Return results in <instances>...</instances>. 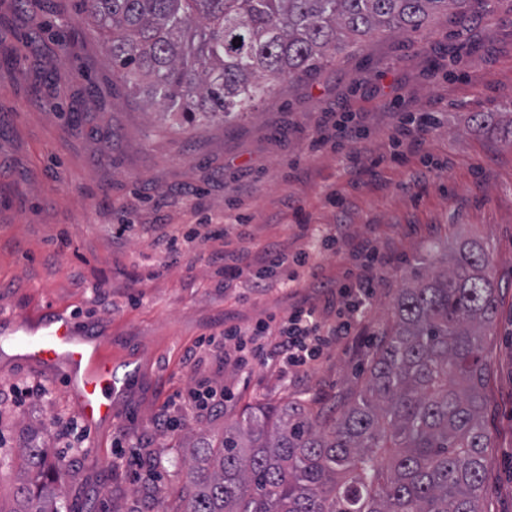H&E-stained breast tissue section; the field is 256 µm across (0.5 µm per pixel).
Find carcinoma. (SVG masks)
I'll return each mask as SVG.
<instances>
[{
	"label": "carcinoma",
	"mask_w": 512,
	"mask_h": 512,
	"mask_svg": "<svg viewBox=\"0 0 512 512\" xmlns=\"http://www.w3.org/2000/svg\"><path fill=\"white\" fill-rule=\"evenodd\" d=\"M470 0H80L112 77L192 126L255 111L336 51L418 31ZM474 120L512 128L511 112ZM498 285L486 249L400 292L364 388L339 412L319 401L259 404L242 424L189 448L180 508L145 512H484L492 442L483 414L485 336ZM9 512H58L62 463L24 443Z\"/></svg>",
	"instance_id": "carcinoma-1"
}]
</instances>
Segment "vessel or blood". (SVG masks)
<instances>
[{
    "label": "vessel or blood",
    "instance_id": "vessel-or-blood-1",
    "mask_svg": "<svg viewBox=\"0 0 512 512\" xmlns=\"http://www.w3.org/2000/svg\"><path fill=\"white\" fill-rule=\"evenodd\" d=\"M0 337L10 340L18 360L63 372L72 404L86 425L114 420L115 398L125 383L101 358V338L94 329L79 325L73 315L49 311L36 322L1 317Z\"/></svg>",
    "mask_w": 512,
    "mask_h": 512
}]
</instances>
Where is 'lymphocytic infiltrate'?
<instances>
[{"label":"lymphocytic infiltrate","instance_id":"obj_1","mask_svg":"<svg viewBox=\"0 0 512 512\" xmlns=\"http://www.w3.org/2000/svg\"><path fill=\"white\" fill-rule=\"evenodd\" d=\"M392 108L400 113L390 135L394 146L401 152L415 149L426 132V120L408 109L404 100H394ZM361 137V127L349 118L336 122L331 128L316 130L310 147L317 150L329 144L340 149L341 162L350 171L359 163L352 145ZM359 253L363 259L361 273L336 288V299L346 310L344 318L330 324L315 308L299 306L280 320L268 317L246 328L227 326L223 351L219 355L223 367L241 371L256 361L270 362L278 366L285 377L293 370L310 367L337 337L348 335L349 316L365 313L375 292L371 272L381 264L382 258L366 243L360 245ZM223 261L225 287L243 282L258 290L282 279L297 281L301 269L309 264V255L304 251L289 255L274 247L254 253L241 247L225 250Z\"/></svg>","mask_w":512,"mask_h":512}]
</instances>
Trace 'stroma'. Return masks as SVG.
<instances>
[{"label":"stroma","mask_w":512,"mask_h":512,"mask_svg":"<svg viewBox=\"0 0 512 512\" xmlns=\"http://www.w3.org/2000/svg\"><path fill=\"white\" fill-rule=\"evenodd\" d=\"M472 16H440L417 32L376 36L338 53L315 76L284 86L252 115L182 132L112 79L105 48L78 0H0V309L27 320L46 309L95 326L101 355L131 383L115 426L69 431L77 413L65 384L15 362L0 341V507L10 508L17 450L36 435L65 471L59 512H141L142 489L179 488L184 427L223 431L245 405L358 392L369 355L402 288L463 239L480 241L499 287L485 346L492 378L484 423L493 446L486 512H512V135L476 112H512V0H472ZM400 96L438 115L437 129L401 163L388 162ZM358 113L361 163L309 148L324 117ZM337 191L342 207L326 195ZM310 217L291 226L293 207ZM227 220L202 241L203 222ZM338 228L336 250L316 242ZM180 230L170 262L158 238ZM370 242L387 259L366 322L337 340L292 383L274 368L220 366L208 340L298 305L328 321L325 285L345 282ZM306 251L298 281L263 291L225 288L224 246ZM219 383L233 396L216 413H188L190 391Z\"/></svg>","instance_id":"obj_1"}]
</instances>
